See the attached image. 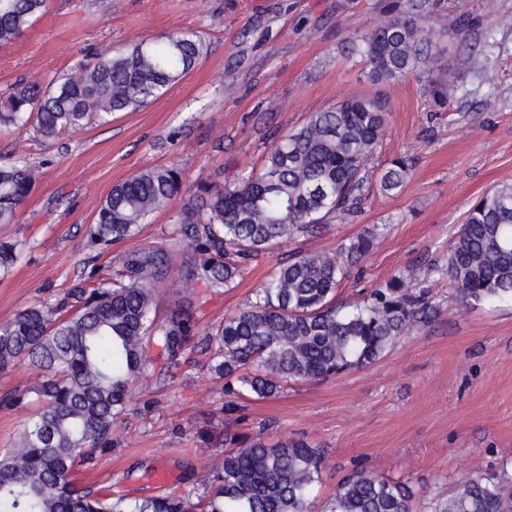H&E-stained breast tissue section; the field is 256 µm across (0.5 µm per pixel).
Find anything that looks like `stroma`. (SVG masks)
Returning a JSON list of instances; mask_svg holds the SVG:
<instances>
[{"instance_id":"35a3bbf8","label":"stroma","mask_w":512,"mask_h":512,"mask_svg":"<svg viewBox=\"0 0 512 512\" xmlns=\"http://www.w3.org/2000/svg\"><path fill=\"white\" fill-rule=\"evenodd\" d=\"M448 13L474 23L438 40L436 70L374 85L348 38L386 20L383 0H49L35 25L0 48V101L18 81L48 84L93 53L135 39L193 36L207 51L161 98L108 124L52 140L31 126L0 130V162L22 157L42 172L17 222L0 224V239L23 249L21 262L0 273V324L23 308L53 303L78 282L111 277L130 249L177 248L170 209L150 216L130 241L90 243L86 228L116 183L159 165L180 168L190 186L223 182L260 167L272 133L376 91L387 98L389 115L374 166L415 156L403 190L373 191L354 221L332 222L321 234L261 254L223 292L168 277L157 313L189 307L198 331H207L251 301L288 251L332 253L346 237L384 225L338 299H354L413 267L438 315L367 367L288 381L275 397L246 400L237 431L320 449L319 506L357 464L411 481L424 499L447 495L474 472L511 465L512 299L466 306L447 277L426 272L442 263L473 201L512 183V0H448ZM492 15L501 24L489 23ZM473 52L484 58L481 71L466 65ZM447 85L456 89L449 102L435 94ZM208 361L192 339L164 363L162 378L141 381L108 449L76 469L74 481L137 499L202 484L224 455L227 421Z\"/></svg>"}]
</instances>
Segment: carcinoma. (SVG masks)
<instances>
[{
	"instance_id": "carcinoma-1",
	"label": "carcinoma",
	"mask_w": 512,
	"mask_h": 512,
	"mask_svg": "<svg viewBox=\"0 0 512 512\" xmlns=\"http://www.w3.org/2000/svg\"><path fill=\"white\" fill-rule=\"evenodd\" d=\"M444 0H394L387 22L358 34L355 49L374 82L414 76L435 60L433 42L470 19L444 13ZM46 10V0H0V47L14 42ZM200 39L172 35L135 41L78 64L51 86L17 83L0 104V127L35 126L45 138L119 112H134L183 81L204 54ZM379 95L352 97L312 113L300 127L275 134L258 169L222 184L184 187L175 166H150L115 184L88 235L97 244L136 237L140 225L176 198L174 223L182 251L131 249L112 277L95 288L74 284L52 306L35 305L0 324V371L23 362L39 371V402L11 448L0 455V512H313L312 494L324 459L303 442L267 444L232 434L234 448L211 471L202 491L131 500L93 493L71 479L78 465L109 444L138 382L160 358L173 357L196 333L189 309L156 314L161 283L177 271L205 291L230 288L261 252L313 236L332 219L352 220L372 184L397 192L415 165L399 155L374 176L386 121ZM38 170L18 158L0 164V224L15 222ZM379 225L341 241L334 254L292 253L255 291L254 300L205 333L208 370L223 381L224 413L245 396L271 398L288 379L316 381L379 360L401 336L437 313L413 270L388 279L352 302L336 290L374 248ZM15 242L0 241V272L20 259ZM445 275L466 305L512 297V185L483 194L466 212L445 263ZM416 491L363 467L338 482L322 512H414ZM426 512H512V474L473 473Z\"/></svg>"
}]
</instances>
